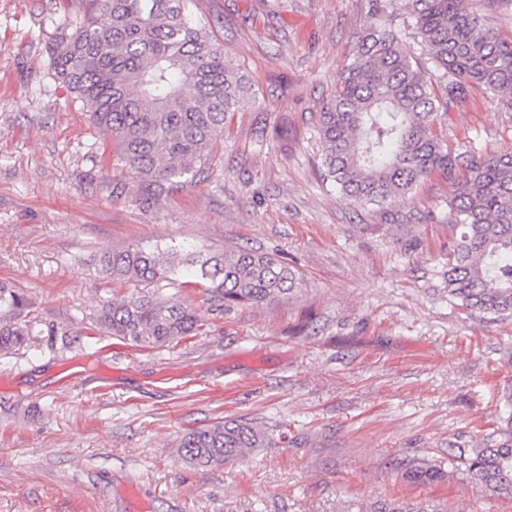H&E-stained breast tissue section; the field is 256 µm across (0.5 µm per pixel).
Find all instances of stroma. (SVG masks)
<instances>
[{"label":"stroma","mask_w":512,"mask_h":512,"mask_svg":"<svg viewBox=\"0 0 512 512\" xmlns=\"http://www.w3.org/2000/svg\"><path fill=\"white\" fill-rule=\"evenodd\" d=\"M83 0H0V281L31 301L28 346L0 353V512H343L430 500L512 512L473 486L449 445L492 433L512 388V320L449 303L440 270L451 187L425 179L388 212L322 183L317 115L336 91L371 0H195L192 16L248 76L251 99L195 183L145 204L88 112L48 72L47 47ZM460 150H512V111L483 90L443 119ZM125 182L113 197L108 180ZM141 242L273 253L301 278L277 305L212 311L200 333L141 349L85 335L132 288L90 255ZM251 419L271 447L195 468L182 435ZM437 466L417 484L410 467Z\"/></svg>","instance_id":"35a3bbf8"}]
</instances>
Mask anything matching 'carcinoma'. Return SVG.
I'll return each instance as SVG.
<instances>
[{
    "instance_id": "1",
    "label": "carcinoma",
    "mask_w": 512,
    "mask_h": 512,
    "mask_svg": "<svg viewBox=\"0 0 512 512\" xmlns=\"http://www.w3.org/2000/svg\"><path fill=\"white\" fill-rule=\"evenodd\" d=\"M82 17L50 47L48 68L79 99L147 202L191 186L224 136L229 113L252 95L247 76L186 0H85ZM422 50L436 65L434 80L414 67L406 46L383 21L367 28L344 66L336 94L319 112L321 177L354 203L385 207L440 174L453 187L448 200L461 228L448 246L442 278L448 301L470 314L512 318V153L482 156L448 146L439 109L469 99L474 88L512 111V35L488 13L463 0H409ZM92 262L114 282L179 288L205 286L214 310L263 306L290 298L298 271L274 255L242 248L203 250L136 244L105 251ZM30 300L0 282V351L28 344ZM97 329L132 345L155 348L195 336L202 323L175 295L136 292L104 304ZM496 431L448 460L482 489L512 499V392L500 397ZM269 444L264 428L245 419L217 421L185 433L178 455L198 467L240 460ZM343 512H447L419 502Z\"/></svg>"
}]
</instances>
